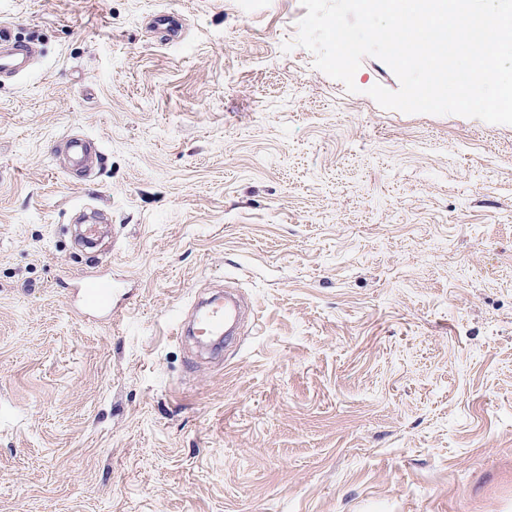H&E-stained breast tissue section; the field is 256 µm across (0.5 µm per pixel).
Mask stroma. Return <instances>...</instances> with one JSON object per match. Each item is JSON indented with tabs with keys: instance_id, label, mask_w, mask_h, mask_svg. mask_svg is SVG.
I'll list each match as a JSON object with an SVG mask.
<instances>
[{
	"instance_id": "35a3bbf8",
	"label": "stroma",
	"mask_w": 512,
	"mask_h": 512,
	"mask_svg": "<svg viewBox=\"0 0 512 512\" xmlns=\"http://www.w3.org/2000/svg\"><path fill=\"white\" fill-rule=\"evenodd\" d=\"M305 13L0 0L33 49L0 78V512H512V125L385 109L374 57L349 92ZM82 206L108 321L71 303ZM227 284L252 317L196 358L173 323Z\"/></svg>"
}]
</instances>
